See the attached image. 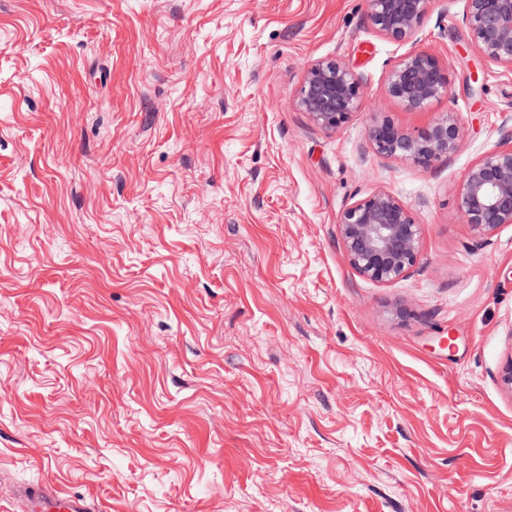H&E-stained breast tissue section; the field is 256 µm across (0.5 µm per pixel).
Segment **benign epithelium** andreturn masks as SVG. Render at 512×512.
<instances>
[{"label":"benign epithelium","mask_w":512,"mask_h":512,"mask_svg":"<svg viewBox=\"0 0 512 512\" xmlns=\"http://www.w3.org/2000/svg\"><path fill=\"white\" fill-rule=\"evenodd\" d=\"M432 0H366L367 18L378 33L395 42H415ZM463 19L480 57L512 74V0H464ZM451 82L438 58L412 50L390 70L385 93L417 112L449 94ZM362 78L337 59L309 66L297 93V106L312 122L335 132L360 108ZM464 136L458 113L443 112L427 125L407 130L386 115L374 116L367 141L380 157L428 167L457 151ZM463 222L478 236L512 224V144H500L474 161L456 187ZM338 230L351 266L379 284L397 281L417 263L421 224L413 210L389 191L379 190L348 205Z\"/></svg>","instance_id":"1"}]
</instances>
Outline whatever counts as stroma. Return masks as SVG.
I'll use <instances>...</instances> for the list:
<instances>
[{"label": "stroma", "instance_id": "stroma-1", "mask_svg": "<svg viewBox=\"0 0 512 512\" xmlns=\"http://www.w3.org/2000/svg\"><path fill=\"white\" fill-rule=\"evenodd\" d=\"M463 0L416 43L365 0H0V512L50 483L101 512H512V225L477 236L465 170L512 139V75ZM449 95L385 81L412 49ZM363 78L337 132L308 66ZM458 113L429 167L376 155ZM386 189L421 251L378 284L337 219ZM385 93L406 110L417 112L435 99L449 95L451 82L438 58L423 50H412L390 70ZM362 78L337 59H319L309 66L297 93V106L312 122L335 132L360 108ZM464 136L458 113L443 112L427 125L407 130L389 116L375 115L366 128L367 141L380 157L428 167L455 153Z\"/></svg>", "mask_w": 512, "mask_h": 512}]
</instances>
